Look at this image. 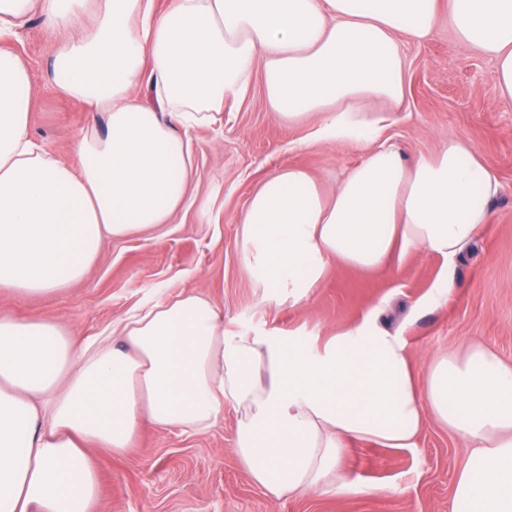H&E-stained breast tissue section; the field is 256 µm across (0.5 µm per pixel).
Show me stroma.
Instances as JSON below:
<instances>
[{
  "label": "stroma",
  "instance_id": "obj_1",
  "mask_svg": "<svg viewBox=\"0 0 512 512\" xmlns=\"http://www.w3.org/2000/svg\"><path fill=\"white\" fill-rule=\"evenodd\" d=\"M65 39L35 13L0 45L21 57L36 87L32 136L52 157L72 164L88 114L51 86L52 53ZM399 47L404 90L385 133L389 143L410 164L455 136L501 182L488 224L453 261L411 251L372 270L332 262L307 301L263 302L244 270L239 236L256 187L299 167L333 193L339 175L361 163L369 147L310 141L316 117L278 118L256 77L245 99L225 100L221 121L190 130L194 174L189 197L170 223L108 240L85 275L60 291L19 296L0 288V308L20 319L56 320L91 340L159 289L167 299L198 294L214 301L224 310L229 336L324 337L368 319L405 337L418 370L437 354L460 353L474 343L512 362V104L492 90L493 61L447 22L422 41L400 39ZM447 273L454 290L433 305L431 291ZM237 420L228 408L203 431L146 429L125 454L95 449L99 512H448L469 454L460 437L430 418L413 448L353 443L343 467L372 493L276 498L241 464Z\"/></svg>",
  "mask_w": 512,
  "mask_h": 512
}]
</instances>
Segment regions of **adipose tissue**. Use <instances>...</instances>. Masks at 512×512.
<instances>
[{"instance_id":"ef3b65f1","label":"adipose tissue","mask_w":512,"mask_h":512,"mask_svg":"<svg viewBox=\"0 0 512 512\" xmlns=\"http://www.w3.org/2000/svg\"><path fill=\"white\" fill-rule=\"evenodd\" d=\"M0 0V38L40 11L68 33L51 81L105 113L76 143L77 165L31 136L28 68L0 50V288L67 287L104 243L168 223L191 174L189 128L217 121L255 68L277 116L318 115L315 141L375 142L400 102L397 38L438 25V0ZM459 38L495 62L494 92L512 102V0H449ZM500 182L455 137L406 164L371 150L333 196L291 167L265 180L241 219L251 280L265 299L302 301L335 260L356 268L423 250L453 260L489 221ZM417 387L404 337L372 322L325 341L228 336L208 299L158 302L118 321L95 347L53 319L0 310V512H97L95 448L121 454L144 428L202 430L232 407L235 451L274 496L361 494L341 469L351 440L413 448L426 416L471 450L450 512H512V364L475 344L433 358Z\"/></svg>"}]
</instances>
